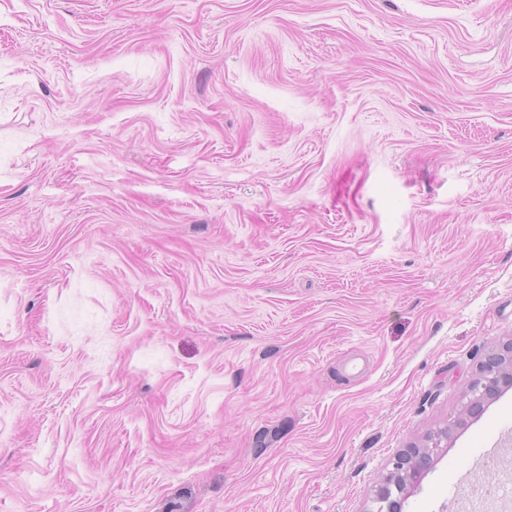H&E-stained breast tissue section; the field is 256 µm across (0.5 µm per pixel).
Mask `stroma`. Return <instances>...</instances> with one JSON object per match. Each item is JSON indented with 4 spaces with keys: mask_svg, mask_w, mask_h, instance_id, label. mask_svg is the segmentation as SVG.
Returning a JSON list of instances; mask_svg holds the SVG:
<instances>
[{
    "mask_svg": "<svg viewBox=\"0 0 512 512\" xmlns=\"http://www.w3.org/2000/svg\"><path fill=\"white\" fill-rule=\"evenodd\" d=\"M512 0H0V512H512ZM512 385V340L501 344L481 365L480 376L470 386V401L466 413L480 411L487 399L493 398L501 386ZM447 447L448 429L445 428L430 433L423 446L413 445L398 454L392 468L376 485L375 501L380 504L377 511L402 512L406 493L420 484L440 448Z\"/></svg>",
    "mask_w": 512,
    "mask_h": 512,
    "instance_id": "stroma-1",
    "label": "stroma"
}]
</instances>
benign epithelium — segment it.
I'll list each match as a JSON object with an SVG mask.
<instances>
[{"label": "benign epithelium", "instance_id": "7a95c632", "mask_svg": "<svg viewBox=\"0 0 512 512\" xmlns=\"http://www.w3.org/2000/svg\"><path fill=\"white\" fill-rule=\"evenodd\" d=\"M512 385V340L501 344L481 365L480 376L470 386V401L466 412L480 411L487 399L493 398L502 386ZM448 442V429L428 435L426 444L413 445L396 456L392 468L376 485L375 501L378 512H402L406 493L418 486L432 467L434 455Z\"/></svg>", "mask_w": 512, "mask_h": 512}]
</instances>
